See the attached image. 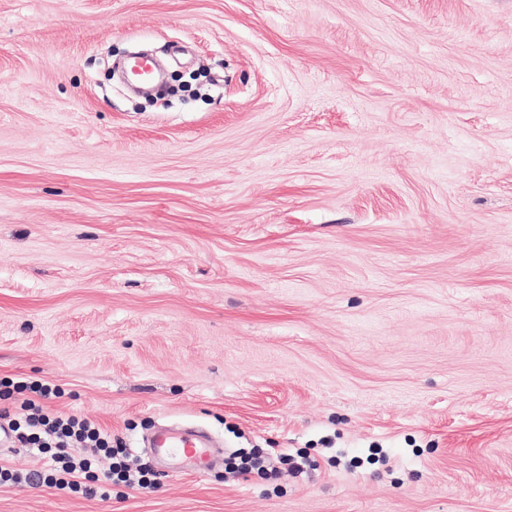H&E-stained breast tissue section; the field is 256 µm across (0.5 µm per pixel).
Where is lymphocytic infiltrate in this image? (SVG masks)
Returning <instances> with one entry per match:
<instances>
[{"mask_svg":"<svg viewBox=\"0 0 512 512\" xmlns=\"http://www.w3.org/2000/svg\"><path fill=\"white\" fill-rule=\"evenodd\" d=\"M29 392L16 413H0L19 447L45 454L48 468L43 482L58 491H79L83 481L98 482L102 498H109L113 485L131 489H149L153 483L144 465L118 458L112 438L91 422L76 416H49L44 413L42 400L61 396L58 385L41 380L0 382V396L12 392ZM111 458L104 474H96L99 456Z\"/></svg>","mask_w":512,"mask_h":512,"instance_id":"f902f5d3","label":"lymphocytic infiltrate"}]
</instances>
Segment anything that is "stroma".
Segmentation results:
<instances>
[{"mask_svg": "<svg viewBox=\"0 0 512 512\" xmlns=\"http://www.w3.org/2000/svg\"><path fill=\"white\" fill-rule=\"evenodd\" d=\"M1 378L157 487L0 512H512V0H0ZM131 55V52L128 56H126L121 62H119L116 66L120 71L121 76V84L122 87L131 94L134 95H145L154 98L155 100L165 101L166 98L170 95L171 88L168 85L165 79V68L162 62V70L158 75L157 79L147 88L143 90L135 89L129 81L125 78V76L121 72V67L124 64L125 60ZM1 386L3 387V389L0 390V396H2L3 398H9L14 393L15 390L18 391L19 393L28 391L42 399L60 397L62 394L61 388L58 385L51 384L49 382L41 380L19 382H14L12 380H4L3 382L0 381V387ZM147 448H153L156 455L180 456L196 471H205L210 468L211 448L215 446L206 436L162 431L150 439Z\"/></svg>", "mask_w": 512, "mask_h": 512, "instance_id": "1", "label": "stroma"}]
</instances>
